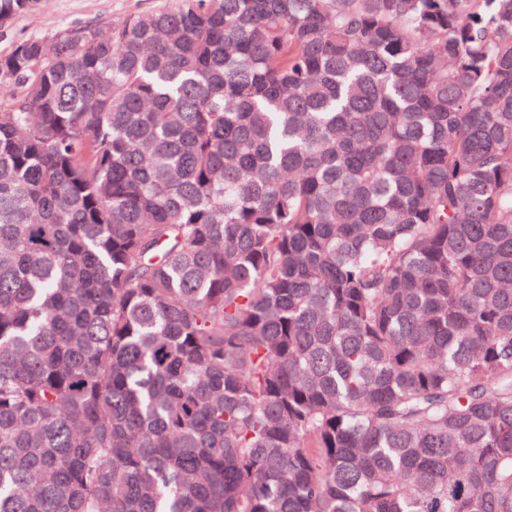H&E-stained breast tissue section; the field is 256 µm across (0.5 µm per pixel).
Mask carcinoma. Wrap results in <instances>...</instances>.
<instances>
[{"label": "carcinoma", "instance_id": "carcinoma-1", "mask_svg": "<svg viewBox=\"0 0 512 512\" xmlns=\"http://www.w3.org/2000/svg\"><path fill=\"white\" fill-rule=\"evenodd\" d=\"M8 87L0 512H512V0H173Z\"/></svg>", "mask_w": 512, "mask_h": 512}]
</instances>
